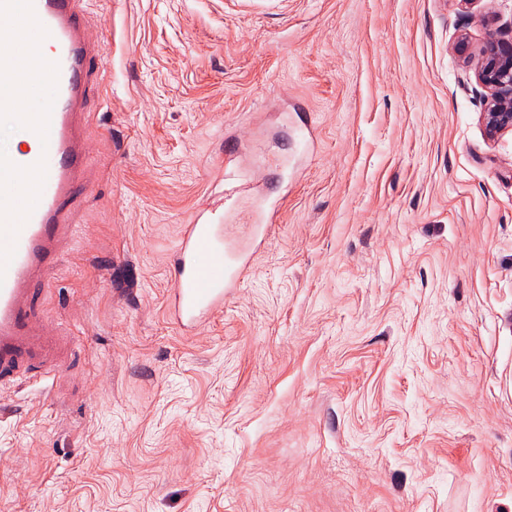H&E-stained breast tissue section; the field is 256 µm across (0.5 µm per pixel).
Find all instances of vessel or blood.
Instances as JSON below:
<instances>
[{"mask_svg": "<svg viewBox=\"0 0 512 512\" xmlns=\"http://www.w3.org/2000/svg\"><path fill=\"white\" fill-rule=\"evenodd\" d=\"M85 0H0V20L34 22L51 52L49 96L42 111L29 112L18 54H0V112L26 129L32 149L0 156V389L34 376L52 380L72 356L69 335L49 327L33 304L73 236L69 201L85 186L83 156L86 102L101 70L105 48L91 40ZM37 178L29 201L11 191L20 177ZM236 202L200 205L171 254L173 286L169 321L185 336L218 314L252 273L254 252L269 240L280 218V201L261 205L259 222L240 242L227 232Z\"/></svg>", "mask_w": 512, "mask_h": 512, "instance_id": "vessel-or-blood-1", "label": "vessel or blood"}]
</instances>
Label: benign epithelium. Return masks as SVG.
I'll return each instance as SVG.
<instances>
[{"instance_id": "obj_1", "label": "benign epithelium", "mask_w": 512, "mask_h": 512, "mask_svg": "<svg viewBox=\"0 0 512 512\" xmlns=\"http://www.w3.org/2000/svg\"><path fill=\"white\" fill-rule=\"evenodd\" d=\"M477 77L491 91L484 112L491 135L512 130V41L490 37L480 51Z\"/></svg>"}]
</instances>
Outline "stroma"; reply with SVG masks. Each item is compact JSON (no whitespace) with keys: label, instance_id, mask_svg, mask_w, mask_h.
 Masks as SVG:
<instances>
[{"label":"stroma","instance_id":"obj_1","mask_svg":"<svg viewBox=\"0 0 512 512\" xmlns=\"http://www.w3.org/2000/svg\"><path fill=\"white\" fill-rule=\"evenodd\" d=\"M114 36L39 301L78 353L0 391V512H512V0H87ZM282 199L195 335L170 254L223 136ZM477 77L491 91L484 122L490 135L512 130V41L491 36L480 51Z\"/></svg>","mask_w":512,"mask_h":512}]
</instances>
